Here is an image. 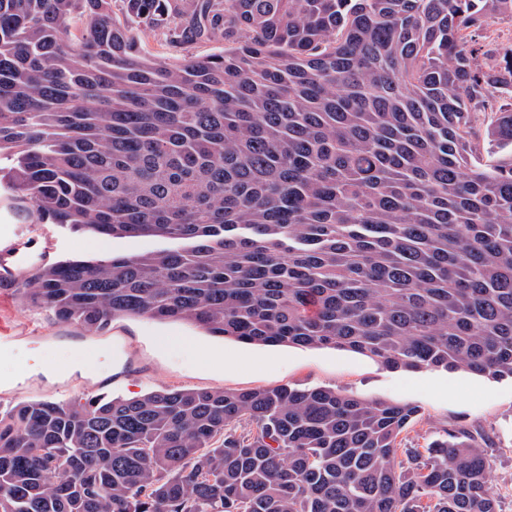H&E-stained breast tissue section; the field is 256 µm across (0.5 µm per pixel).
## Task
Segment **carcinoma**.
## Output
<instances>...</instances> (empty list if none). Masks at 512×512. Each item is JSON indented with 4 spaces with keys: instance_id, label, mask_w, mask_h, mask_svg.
Returning a JSON list of instances; mask_svg holds the SVG:
<instances>
[{
    "instance_id": "1",
    "label": "carcinoma",
    "mask_w": 512,
    "mask_h": 512,
    "mask_svg": "<svg viewBox=\"0 0 512 512\" xmlns=\"http://www.w3.org/2000/svg\"><path fill=\"white\" fill-rule=\"evenodd\" d=\"M503 18L512 0H0L15 213L177 242L17 292L89 331L149 317L512 378ZM417 417L329 387L21 401L0 512H499L490 434L407 448Z\"/></svg>"
}]
</instances>
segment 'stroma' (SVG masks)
Here are the masks:
<instances>
[{"label":"stroma","mask_w":512,"mask_h":512,"mask_svg":"<svg viewBox=\"0 0 512 512\" xmlns=\"http://www.w3.org/2000/svg\"><path fill=\"white\" fill-rule=\"evenodd\" d=\"M15 245L29 275L43 262L96 260L170 248L154 237L99 236L56 224H21L9 200L0 197V246ZM16 285L0 280V317L10 318L15 339L10 359L0 361V406L21 400L68 402L95 396L135 397L161 389L250 391L280 387H331L367 400L407 403L419 416L404 437L425 446L443 427L484 429L494 435L488 454L500 512H512V380H494L465 369L402 371L352 351L299 346H263L206 335L183 321L120 317L106 330L89 332L26 306ZM191 341L194 354L162 349L159 341ZM79 356L105 362L92 373L73 368Z\"/></svg>","instance_id":"stroma-1"}]
</instances>
